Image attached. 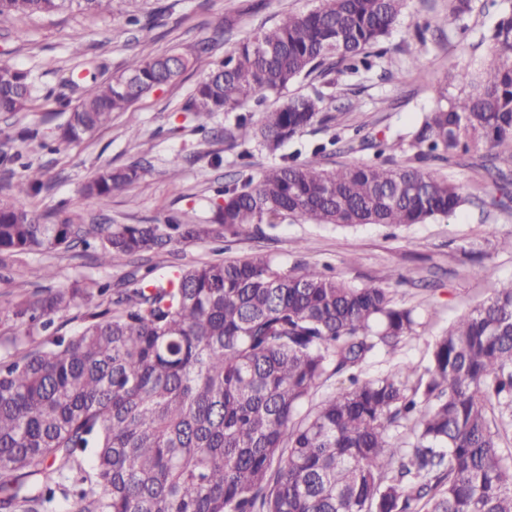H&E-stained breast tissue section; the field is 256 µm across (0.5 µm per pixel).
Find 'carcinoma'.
Segmentation results:
<instances>
[{
	"instance_id": "carcinoma-1",
	"label": "carcinoma",
	"mask_w": 512,
	"mask_h": 512,
	"mask_svg": "<svg viewBox=\"0 0 512 512\" xmlns=\"http://www.w3.org/2000/svg\"><path fill=\"white\" fill-rule=\"evenodd\" d=\"M408 0H320L239 42L194 88L185 110L205 127L235 113L232 147L256 141L276 152L316 121H329L323 94L284 93L314 72L369 70ZM112 0H0V29L17 17ZM472 0H448L455 25ZM489 67L455 68L433 104L399 136L411 164L375 158L328 169L281 156L256 182L224 184L210 224H82L46 221L0 198V272L22 255L97 250L103 265L171 243L240 238L292 216L315 224L401 226L449 217L473 204L446 177L424 170L482 145L475 166L508 208L512 177V10L481 35ZM209 50L133 63L83 91L58 126L77 145L151 91L176 82ZM31 72L0 66V113L28 110ZM281 99L253 120L249 102ZM19 192L47 188L22 165ZM143 166L106 167L84 186L112 196ZM82 300L84 325L53 328V316ZM413 310L382 287H358L314 267L280 271L262 255L145 273L125 287L91 282L38 288L0 315V512H512V279L436 340L428 365L401 377H361L368 357L392 352L415 331ZM336 374L348 386L313 402ZM310 409L301 412L306 404ZM413 441L390 442L395 425Z\"/></svg>"
}]
</instances>
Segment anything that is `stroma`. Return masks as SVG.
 <instances>
[{"instance_id":"stroma-1","label":"stroma","mask_w":512,"mask_h":512,"mask_svg":"<svg viewBox=\"0 0 512 512\" xmlns=\"http://www.w3.org/2000/svg\"><path fill=\"white\" fill-rule=\"evenodd\" d=\"M317 0H112L111 11L82 14L62 11L50 16L16 19L0 29V65L30 71L37 86L31 110L0 114V148L21 153L39 167L49 187L37 196L19 194L17 177L0 169V196L17 199L41 215L76 213L86 224H162L179 218L205 223L213 215L217 191L241 177L259 178L275 155L250 144L252 158L242 164L229 147L224 129L229 117L213 114L207 131H199L185 105L194 86L246 37L272 26L284 15L304 13ZM473 0L466 32L440 27L448 0H408L399 23L383 42L385 54L372 70L336 75L334 83L298 80L293 94L318 88L325 96L331 122L308 127L284 153L310 158L312 145L340 137L347 151L319 157L326 168L373 159L374 143L387 141L390 164L405 162L399 141L429 107L434 87L445 83L451 65L486 68L490 51L482 33L497 12ZM138 24H129L130 16ZM212 40L210 52L170 86L116 113L109 128L93 140L45 148L51 132L65 119L61 95L69 81L87 87L120 75L134 61ZM479 151L457 162L436 160L428 168L461 184L478 197L448 217L426 224L390 229L378 224L337 228L294 217L261 225L249 238H216L170 245L153 254L154 264L190 265L252 255L269 256L282 271L306 265L337 274L360 286L386 285L390 273L407 275L394 286L395 302L413 309L418 326L395 352H376L365 376L404 373L406 366L427 365L432 346L448 326L488 297V282L512 278V209L486 205L489 182L472 167ZM143 163L145 170L128 189L103 200L81 189L103 167ZM54 276L44 279V269ZM127 267L98 264L91 250L65 254H30L17 263L9 281L0 282V307L41 285L67 288L90 281L118 282Z\"/></svg>"}]
</instances>
